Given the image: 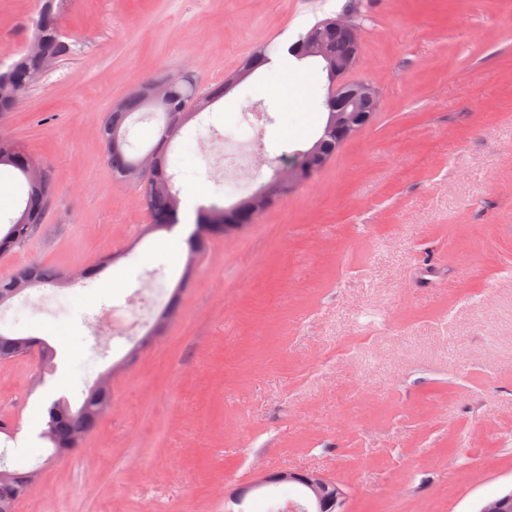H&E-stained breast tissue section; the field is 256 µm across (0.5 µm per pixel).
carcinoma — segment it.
<instances>
[{
    "label": "carcinoma",
    "instance_id": "1",
    "mask_svg": "<svg viewBox=\"0 0 512 512\" xmlns=\"http://www.w3.org/2000/svg\"><path fill=\"white\" fill-rule=\"evenodd\" d=\"M55 7L40 11L34 21L33 35L42 45L40 58L32 59L26 55H17L7 70H0V110L13 111L37 83L36 74L41 70V60L56 61L69 52V44L63 40L59 20L68 8L71 0H53ZM330 21L317 22L291 44L281 46L263 45L257 47L246 59V68L255 71L271 62L273 56L286 55L297 62L305 60L300 46L314 35L324 39L333 59L344 60L349 55L350 46L346 38L329 29ZM224 96V85L210 89H200L188 80H179L171 85V95L167 104L157 106L152 113L160 120L158 141L149 152L156 158V173L141 179L132 172L136 157L128 151L125 135L128 134V121L145 110L140 102L127 97L121 106L106 113L100 124V137L105 142L107 162L112 174L120 180L138 187L140 203L148 213L150 224L146 232H171L180 223L181 199L174 185V174L168 172L171 144L180 129L198 114ZM319 153L332 159L336 155V130L324 125L319 137L311 144ZM41 164V160L22 149L14 140L0 137V165L13 167L24 179L26 198L19 216L11 221L7 232L0 236V255L14 250L26 241L36 229L32 224L34 216H42L49 198L57 190L53 171L37 184L31 182L28 170ZM233 213V206L219 202L201 205L194 211L193 228L185 239L188 247L187 260L181 276L173 289L170 300L157 317L161 323L169 314L178 310L181 292L196 272V259L205 250L213 238L211 230L225 229L223 236H229L240 229V223H211L213 217H224V213ZM66 280L63 270L43 263H31L15 270L9 277L0 279V296L11 300L35 285H57ZM17 337L0 331V361H9L28 354L18 348ZM98 399L96 394L88 392L80 408L74 410L64 398L53 400L47 407V421L40 438L47 441L51 448H70L81 446L85 436L95 427L93 416ZM28 495V491L19 489L17 474L7 473L0 481V512H16L18 503Z\"/></svg>",
    "mask_w": 512,
    "mask_h": 512
}]
</instances>
